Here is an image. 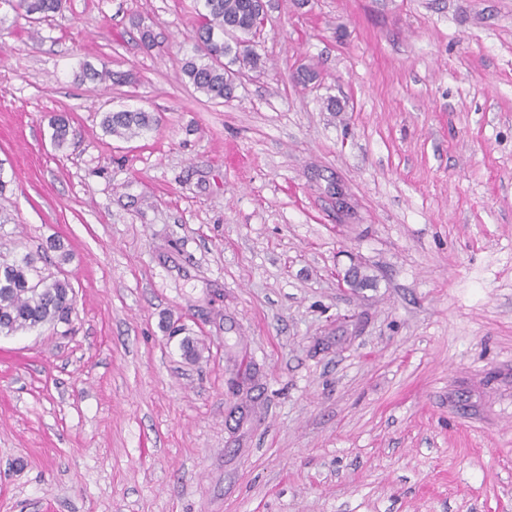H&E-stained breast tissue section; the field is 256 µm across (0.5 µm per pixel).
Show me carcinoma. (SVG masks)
Instances as JSON below:
<instances>
[{"instance_id": "obj_1", "label": "carcinoma", "mask_w": 512, "mask_h": 512, "mask_svg": "<svg viewBox=\"0 0 512 512\" xmlns=\"http://www.w3.org/2000/svg\"><path fill=\"white\" fill-rule=\"evenodd\" d=\"M16 13L33 22L44 21L64 10L66 0H3ZM197 13L195 44L182 60L188 83L211 101L235 98L237 80L244 69L261 68L254 38L259 30L260 0H201ZM84 76L99 82L128 83L130 75L108 69H88ZM158 125L155 114L142 109L104 112L100 127L104 134L123 139L139 137ZM52 139L62 147L68 141L70 124L57 117ZM75 293L69 280L45 273L35 259L25 254L11 260L0 258V335L43 326L68 325L74 312Z\"/></svg>"}]
</instances>
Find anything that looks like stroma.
I'll return each mask as SVG.
<instances>
[{
    "label": "stroma",
    "mask_w": 512,
    "mask_h": 512,
    "mask_svg": "<svg viewBox=\"0 0 512 512\" xmlns=\"http://www.w3.org/2000/svg\"><path fill=\"white\" fill-rule=\"evenodd\" d=\"M195 6H0V253L76 295L0 337V512H512V0H267L225 104ZM16 13H22L31 22H40L64 10L66 0H1ZM158 122V118L152 112L140 108L122 109L102 112L100 127L106 135L131 139L153 130Z\"/></svg>",
    "instance_id": "35a3bbf8"
}]
</instances>
